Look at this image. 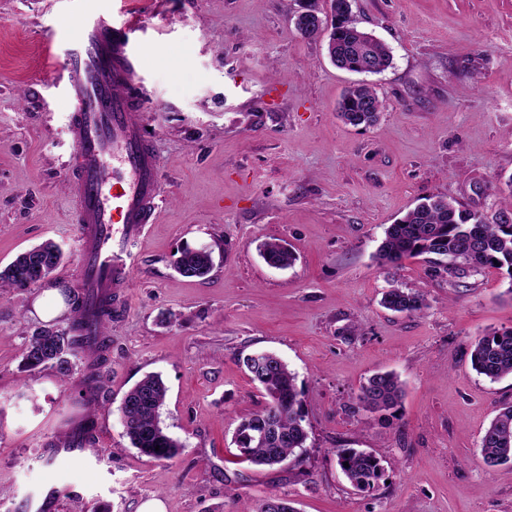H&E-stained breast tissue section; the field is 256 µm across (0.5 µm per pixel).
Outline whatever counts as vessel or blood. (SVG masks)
<instances>
[{"mask_svg": "<svg viewBox=\"0 0 512 512\" xmlns=\"http://www.w3.org/2000/svg\"><path fill=\"white\" fill-rule=\"evenodd\" d=\"M67 67L71 133L80 173L74 222L83 288H118L134 267L131 249L153 223L161 166L139 115L140 58L124 29L103 19L77 25Z\"/></svg>", "mask_w": 512, "mask_h": 512, "instance_id": "1", "label": "vessel or blood"}]
</instances>
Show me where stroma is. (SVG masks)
I'll list each match as a JSON object with an SVG mask.
<instances>
[{
	"label": "stroma",
	"mask_w": 512,
	"mask_h": 512,
	"mask_svg": "<svg viewBox=\"0 0 512 512\" xmlns=\"http://www.w3.org/2000/svg\"><path fill=\"white\" fill-rule=\"evenodd\" d=\"M300 0H0V267L53 240L65 254L50 286L0 291V512H242L268 497L298 512H512V462L487 466L481 437L512 378L476 373L472 345L512 327L498 271L434 278L423 258L379 266L384 229L437 194L485 214L512 177V0H354L361 27L393 64L368 76L385 103L370 127L336 105L356 74L337 69L327 38L297 33ZM127 19L141 55L140 118L162 181L136 264L116 289L105 368L109 402L89 407L78 376L26 373L21 349L45 324L64 328L61 294L82 260L73 222L75 146L65 68L76 25ZM285 96L268 95L271 82ZM285 240L292 266L258 247ZM210 245L205 279L179 275L186 246ZM422 290L425 309L384 308L390 281ZM265 350L304 392L307 452L294 470L239 462L241 416L264 403L239 359ZM395 373L396 414L359 409L368 377ZM162 377L161 420L184 448L155 460L133 448L118 407L143 376ZM97 421L95 449L49 443ZM371 451L384 479L365 492L336 463Z\"/></svg>",
	"instance_id": "stroma-1"
}]
</instances>
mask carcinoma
I'll return each instance as SVG.
<instances>
[{
	"mask_svg": "<svg viewBox=\"0 0 512 512\" xmlns=\"http://www.w3.org/2000/svg\"><path fill=\"white\" fill-rule=\"evenodd\" d=\"M296 30L308 39L317 38L322 28L321 0H305ZM331 24L327 44L330 61L339 69L356 74H378L393 63L392 48L360 28L352 14L350 0H330ZM383 101L367 83L348 87L338 101L337 117L352 126L372 125L383 111ZM509 197L491 218L479 212L456 208L441 197L426 201L408 211L385 229V238L377 250L383 265L396 264L406 257L423 256L434 276L452 274L464 278L470 272L496 268L507 280L506 293L512 295V177L506 181ZM260 256L271 267L286 268L294 261L288 244L279 238L265 240ZM64 253L52 240H46L20 254L0 270V288L25 289L47 281L62 263ZM213 268V250L186 247L177 260V270L186 278H203ZM67 301L73 313L71 324L59 329L52 324L36 329L21 353V369L26 372L54 368L67 377L72 357L98 351L95 364L83 377L89 388L87 401L98 402L101 370L107 363L106 337L89 331L88 322L106 327L112 321V295H92L88 288L68 289ZM381 303L398 313L414 315L425 307L423 293L415 288L392 284L383 292ZM471 364L480 375L495 382L512 377V327L493 329L475 340ZM250 380L260 386L265 405L240 418L233 436L241 462L257 467L293 468L306 452L308 439L303 391L297 376L277 355L255 352L243 358ZM167 387L162 378L148 374L129 389L119 413L132 447L158 460L178 456L184 444L169 435L161 421ZM402 385L391 372L369 377L357 396L359 407L371 412L395 413L400 406ZM481 455L489 466L512 461V403H506L485 429ZM338 465L350 485L358 491L373 488L382 478L384 468L372 453L357 448L336 451Z\"/></svg>",
	"mask_w": 512,
	"mask_h": 512,
	"instance_id": "obj_1",
	"label": "carcinoma"
}]
</instances>
